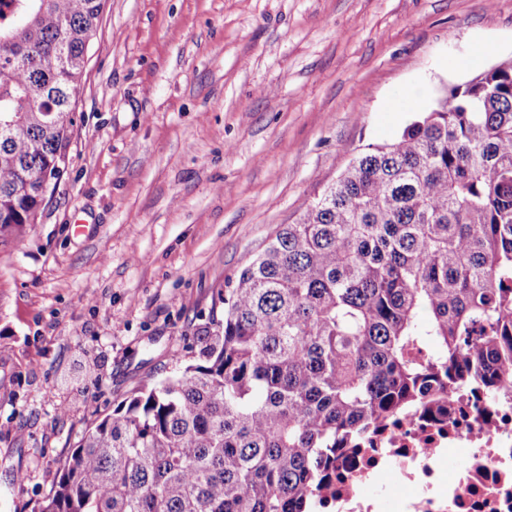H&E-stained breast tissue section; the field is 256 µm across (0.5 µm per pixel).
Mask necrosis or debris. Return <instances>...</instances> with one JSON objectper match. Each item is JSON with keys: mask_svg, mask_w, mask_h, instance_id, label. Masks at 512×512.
Returning a JSON list of instances; mask_svg holds the SVG:
<instances>
[{"mask_svg": "<svg viewBox=\"0 0 512 512\" xmlns=\"http://www.w3.org/2000/svg\"><path fill=\"white\" fill-rule=\"evenodd\" d=\"M467 464L448 472V457ZM318 512H512V389L465 388L451 415L413 410L374 429L316 493Z\"/></svg>", "mask_w": 512, "mask_h": 512, "instance_id": "obj_1", "label": "necrosis or debris"}]
</instances>
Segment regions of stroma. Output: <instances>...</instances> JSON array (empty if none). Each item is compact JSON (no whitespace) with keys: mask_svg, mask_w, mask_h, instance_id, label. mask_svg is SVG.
I'll return each instance as SVG.
<instances>
[{"mask_svg":"<svg viewBox=\"0 0 512 512\" xmlns=\"http://www.w3.org/2000/svg\"><path fill=\"white\" fill-rule=\"evenodd\" d=\"M510 58L512 0H105L67 171L0 246V512H36L82 433L195 350L280 226L413 120L407 88L429 107Z\"/></svg>","mask_w":512,"mask_h":512,"instance_id":"stroma-1","label":"stroma"}]
</instances>
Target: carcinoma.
I'll use <instances>...</instances> for the list:
<instances>
[{"label": "carcinoma", "mask_w": 512, "mask_h": 512, "mask_svg": "<svg viewBox=\"0 0 512 512\" xmlns=\"http://www.w3.org/2000/svg\"><path fill=\"white\" fill-rule=\"evenodd\" d=\"M104 0H0V244L44 209ZM90 427L39 512H314L344 445L512 383V59L367 148Z\"/></svg>", "instance_id": "carcinoma-1"}]
</instances>
